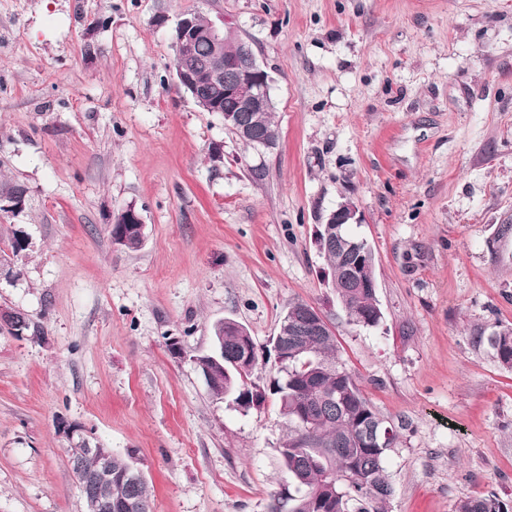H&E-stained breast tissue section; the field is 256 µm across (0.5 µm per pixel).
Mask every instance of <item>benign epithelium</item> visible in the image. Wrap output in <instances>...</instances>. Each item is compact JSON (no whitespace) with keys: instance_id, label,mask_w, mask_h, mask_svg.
Segmentation results:
<instances>
[{"instance_id":"obj_1","label":"benign epithelium","mask_w":512,"mask_h":512,"mask_svg":"<svg viewBox=\"0 0 512 512\" xmlns=\"http://www.w3.org/2000/svg\"><path fill=\"white\" fill-rule=\"evenodd\" d=\"M176 58L173 63L176 84L192 96L196 105L205 112H219L224 116V126L240 139L251 141L260 130V114L272 107L269 86L270 76L258 63L251 45L240 39L229 28L214 21L201 27L195 14L184 13L179 18L173 33ZM198 40L211 46V55L202 61L190 59L189 50ZM26 205V191L19 190L10 196L0 195V211L15 213ZM359 223L358 206L354 198L348 197L332 211L317 234L320 253L338 248L347 262L349 286L365 288L376 294V280L372 273L375 254L367 240H346L340 230ZM144 220L139 209L130 204L122 208L113 219L112 242L120 247L127 237L134 235L145 239ZM329 324L327 317L317 308L309 311L301 326L290 325L288 319L280 321L277 334L272 339L273 352L279 357L285 353L287 332L302 333L319 329ZM69 445L79 449L80 454L70 461V469L79 480L86 512H112L119 508L132 512L135 505L127 501L121 506L112 503V463L123 455L110 448L93 444L88 432L78 425L61 424ZM92 456L96 467L83 468L82 459Z\"/></svg>"}]
</instances>
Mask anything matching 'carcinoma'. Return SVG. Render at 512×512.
<instances>
[{"label": "carcinoma", "instance_id": "carcinoma-1", "mask_svg": "<svg viewBox=\"0 0 512 512\" xmlns=\"http://www.w3.org/2000/svg\"><path fill=\"white\" fill-rule=\"evenodd\" d=\"M336 281L337 299L348 322L360 327L379 325L383 314L378 299L358 288L342 287L345 271L336 252L325 258ZM496 335L479 327L472 336L476 347L488 346L498 363L512 368V326L495 324ZM240 323L224 320V368L206 382L212 397L229 398L241 410L260 409L267 396L276 397L288 431L278 447L279 461L292 479L288 491L273 495L268 512H389L393 487L386 469L390 448H375L366 437L370 428H395L364 396L353 374L337 355L330 329L305 337L295 351L277 360V376L267 387L252 381L259 365L255 345L242 343ZM249 362L241 364L243 356ZM133 497L149 506L150 490L143 480L132 486L116 476L112 499ZM507 506L494 495L466 498L455 512H500Z\"/></svg>", "mask_w": 512, "mask_h": 512}]
</instances>
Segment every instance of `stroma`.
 <instances>
[{
  "instance_id": "obj_1",
  "label": "stroma",
  "mask_w": 512,
  "mask_h": 512,
  "mask_svg": "<svg viewBox=\"0 0 512 512\" xmlns=\"http://www.w3.org/2000/svg\"><path fill=\"white\" fill-rule=\"evenodd\" d=\"M185 11L251 42L279 137L253 148L173 75ZM29 238L0 280V512H85L59 430L132 449L153 512H267L287 483L276 399L211 397L192 358L246 326L276 373L288 305L321 310L364 395L400 425L389 512L512 506V0H0V179ZM376 258L379 326L349 324L316 237L346 197ZM146 224L116 248L113 213ZM178 340L183 356L168 344ZM111 225V237L115 246L119 248L124 245L123 249L127 251H136L140 248L139 240L136 238L129 239L128 243L125 244L129 235H135L142 243L145 239L146 225L141 212L135 205L130 204L122 208L116 218H113ZM493 327L497 336H485L481 326L473 333L472 343L478 348L487 344L500 365L512 368V326L495 323ZM504 509V511H500ZM455 512H509L507 506L495 495L473 497L460 500Z\"/></svg>"
}]
</instances>
